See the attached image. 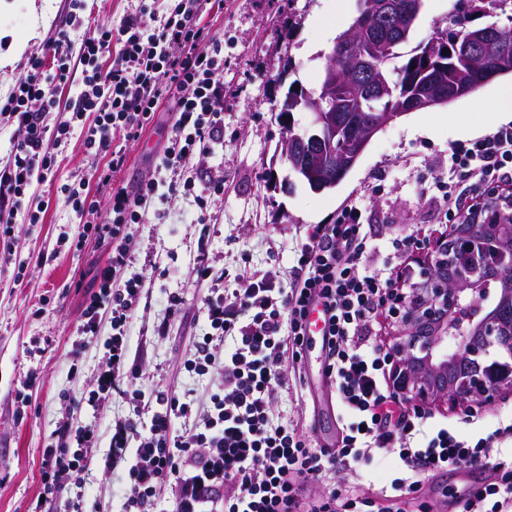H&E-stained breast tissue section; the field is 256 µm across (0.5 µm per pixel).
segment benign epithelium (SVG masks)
I'll use <instances>...</instances> for the list:
<instances>
[{"label": "benign epithelium", "mask_w": 512, "mask_h": 512, "mask_svg": "<svg viewBox=\"0 0 512 512\" xmlns=\"http://www.w3.org/2000/svg\"><path fill=\"white\" fill-rule=\"evenodd\" d=\"M363 28L387 31L398 20L393 0H374L363 14ZM328 100L312 101L311 128L284 142V151L305 167H324L342 160L336 152V66L325 73ZM448 103V89L438 77L415 98L389 104L372 133L407 112ZM497 212V222L482 215ZM417 278L392 310L397 328L391 348L392 381L398 393L421 405L449 401L454 405L496 403L503 390L512 391V325L497 317V307L512 303V196L491 191L481 205L433 238L416 256ZM499 285L497 298L487 301L485 284Z\"/></svg>", "instance_id": "7a95c632"}]
</instances>
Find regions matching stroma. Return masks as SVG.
<instances>
[{"mask_svg": "<svg viewBox=\"0 0 512 512\" xmlns=\"http://www.w3.org/2000/svg\"><path fill=\"white\" fill-rule=\"evenodd\" d=\"M161 16L165 0H87L80 38L93 35L98 22L119 20L139 3ZM354 0H224V10L207 21L224 39V151L201 158L199 175L223 176L224 194L200 209L194 193H176L150 208L131 250L130 272H145L149 291L129 330L133 354L143 366V386L163 387L206 398L216 381L188 372L196 305L202 294L192 282L193 259L206 246L211 263L234 287L240 266L270 273L277 286L288 284L296 251L313 225L328 224L354 198L368 195L363 220L375 245L368 265L388 260L396 236L431 238L443 230L444 214L433 190L434 179L448 174L451 145L485 133L512 116L480 111L481 100L499 86L491 80L475 95L447 106L407 113L378 132L356 166L333 190L312 192L290 170L281 154L282 124L274 105L291 82L314 87L327 62L328 47L313 17L325 12L336 20L352 12ZM69 19L68 0H7L0 10V53L11 40L24 42L21 56L0 65V97L27 75L33 62L51 69L48 44ZM174 114L163 106L154 123L127 145V166L117 185L134 187L153 177L158 157L168 145ZM80 131L56 149L57 163L47 180L33 185L21 212L12 219L15 253L0 266V512H33L41 490V451L66 405L81 403L112 335L103 326L99 339L73 354L77 331L93 276L112 254L110 242L87 239L80 248L58 246L61 233L77 237L84 221L61 188L87 183L91 193L110 188L93 176L107 155H88ZM40 221L28 223V213ZM184 292L187 304L169 335L153 327L167 313L170 292ZM434 424H448L464 434L491 432L497 420L512 419V392L502 393L483 422L460 423L459 409L447 403L430 407ZM275 418L338 432L340 417L320 405L310 390L287 379L276 399ZM346 485L379 487L400 477L395 454L377 450L367 467H344ZM463 478L458 471L426 474L420 495L430 512H451ZM125 476L88 475L82 488L87 512H123Z\"/></svg>", "mask_w": 512, "mask_h": 512, "instance_id": "obj_1", "label": "stroma"}]
</instances>
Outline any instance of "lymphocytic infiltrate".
Here are the masks:
<instances>
[{
    "label": "lymphocytic infiltrate",
    "instance_id": "f902f5d3",
    "mask_svg": "<svg viewBox=\"0 0 512 512\" xmlns=\"http://www.w3.org/2000/svg\"><path fill=\"white\" fill-rule=\"evenodd\" d=\"M224 0H168L164 17L145 9L119 23H97L95 36L74 43L82 26L85 0H70V24L59 28L49 50L55 70L19 78L4 104L14 124L13 159L0 167V213L21 208L34 183L53 172V145L82 128L88 154L109 155L97 170L107 184L126 164L124 143L139 138L160 106L174 112L172 140L162 169L192 167L224 142V41L203 24L204 13L223 8ZM114 50L103 65L106 50ZM73 92L60 99L59 88ZM65 118L48 127V113ZM450 180H437L454 221L457 203L477 183L512 182V123L493 127L448 152ZM179 184L151 178L134 190L118 187L104 198L68 186L78 214H108V221L85 224L84 233L111 241L112 259L97 269L99 291L82 313L80 333L99 336L103 321L112 335L86 403L118 396L129 409L113 419L106 450L93 452L94 434L75 413H68L55 443L41 453L40 477L45 503L62 502L64 512H84L76 491L88 469L101 476L124 471L123 512H367L392 496L415 499L419 474L477 467L491 471L474 494L458 499L460 512H512V460H491L495 445L512 442V422L488 436L464 438L442 427L426 431L429 413L416 406L394 408L390 385L391 354L370 339V324L402 287L401 273L368 270L371 251L362 224V201H354L331 224L314 225L302 242L287 287L269 275L243 269L235 287H224V272L195 259V281L205 292L198 315L204 326L193 340L184 367L218 379L204 402L169 390L138 389L142 375L125 342L127 326L146 295V278L129 273L134 226ZM320 299L327 314L329 343L324 374L345 414L341 442L321 448L288 422L275 420L273 408L285 372L303 369L307 305ZM187 419L178 431L174 421ZM391 449L406 471L404 479L380 488L375 497L333 486L317 498L306 487L336 475L352 461L371 464L375 450Z\"/></svg>",
    "mask_w": 512,
    "mask_h": 512
}]
</instances>
